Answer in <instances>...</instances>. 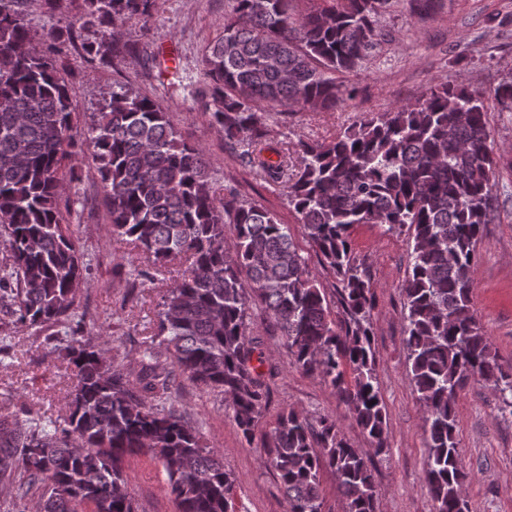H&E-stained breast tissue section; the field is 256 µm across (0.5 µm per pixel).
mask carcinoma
<instances>
[{
  "label": "carcinoma",
  "mask_w": 512,
  "mask_h": 512,
  "mask_svg": "<svg viewBox=\"0 0 512 512\" xmlns=\"http://www.w3.org/2000/svg\"><path fill=\"white\" fill-rule=\"evenodd\" d=\"M86 24L109 36L126 22L146 26L159 0H82ZM224 36L203 64L201 102L224 148L282 186L322 264L337 278L341 317L329 318L290 228L242 196L213 190L203 151L181 139L168 113L125 84L112 89L91 127L74 131L76 105L59 75L74 25L50 28L42 45L19 9L0 0V310L48 340L70 336L77 385L62 419L20 421L0 407V512H138L127 489L128 457L148 455L167 475L178 512H234V480L218 452L167 405L184 378L227 401L247 441L260 437L264 464L279 475L288 512H323L320 473L338 476L345 512H378L373 459L352 447L339 422L294 409L256 434L269 388L248 310L260 303L292 364L334 390L374 454L386 447V411L376 376L370 314L375 294L351 246L356 224L412 230L403 288L407 361L427 433L425 480L434 512H469L461 497L455 399L476 376L512 410V370L491 353L472 309L475 250L495 220L494 192L512 169L495 149L485 101L512 110V76L491 92L440 82L414 104L366 117L328 142L286 148L297 164L262 156V105L330 112L355 88L354 72L385 40L379 18L391 0H320L305 14L294 0H235ZM105 60L109 41L87 43ZM100 176L112 236L137 252L151 279L185 266L167 291L156 332L131 381L108 360L106 343L78 337L76 296L89 265L60 220L63 169L82 150ZM232 246H226V228ZM152 396L149 405L140 394Z\"/></svg>",
  "instance_id": "obj_1"
}]
</instances>
